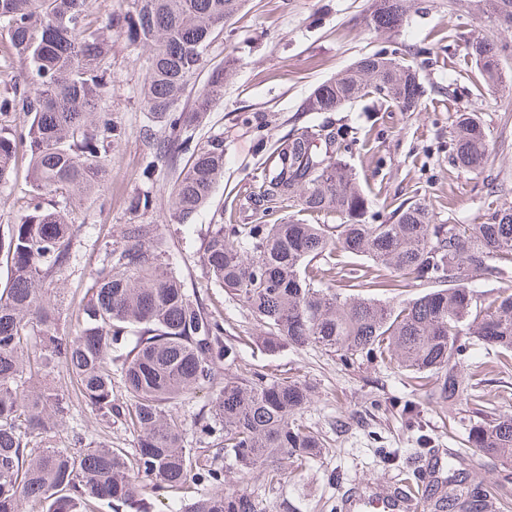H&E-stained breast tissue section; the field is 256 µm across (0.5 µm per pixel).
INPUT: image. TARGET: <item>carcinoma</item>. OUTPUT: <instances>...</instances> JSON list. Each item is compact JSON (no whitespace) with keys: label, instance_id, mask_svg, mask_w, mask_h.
I'll return each mask as SVG.
<instances>
[{"label":"carcinoma","instance_id":"cac0c4a2","mask_svg":"<svg viewBox=\"0 0 512 512\" xmlns=\"http://www.w3.org/2000/svg\"><path fill=\"white\" fill-rule=\"evenodd\" d=\"M489 10L512 25V0H486ZM241 0H132L123 17L129 39L150 48L141 95L147 111L170 135L145 133L150 152L143 175L176 168L171 221L187 224L224 178V145L201 147L194 123L224 88L212 72L192 113L177 111L189 79L204 65L216 32ZM88 0H0V30L24 65V84L1 81L0 111L22 114L21 125L0 128V182L8 180L19 150L30 156L29 210L10 225L0 251L10 279L0 289V512H95L97 501L113 512H143L144 494L177 488L188 480L207 492L176 512H266L242 489L224 488L219 469L186 447L184 424L166 405L204 387L215 389L212 411L200 432L217 437L216 455L243 474L262 467L271 484L282 479L277 463L304 460L323 448L301 415L311 391L295 380L264 374L234 383L217 381L216 366L236 361L224 343V322L191 297L165 259L164 240L148 224H127L123 241L105 245L106 257L90 277L89 301L73 333L60 332L46 282L61 276L74 258L73 207L104 180L107 157L121 132L111 113L99 111L110 74L109 48L85 24ZM404 0H375L368 24L399 26ZM470 54L487 80L501 79L493 44L477 39ZM417 67L395 57L359 59L341 77L319 85L306 109L334 112L366 95L389 99L403 112L420 105ZM342 129L325 121L293 130L262 170L253 212L287 203L310 215H334L335 224L288 219L278 224L219 225L203 260L211 279L238 298L264 326L259 340L270 351L281 344L310 343L344 362L359 359L395 365L413 379L437 377L434 396L451 404L468 391L456 359L474 341L512 359V289L478 301L467 283L471 268L502 274L512 269V207L489 208L482 224H436L419 199L404 200L388 224H369V200L360 193L336 144ZM454 163L483 164L489 135L474 112L458 116ZM65 200L63 208L55 198ZM372 261L354 276L355 289L339 292L328 282L336 254ZM419 282L429 292L399 305L367 295ZM136 344L122 350V339ZM65 368L76 395L107 422L122 419L136 433V447L105 442L59 448L45 439L70 412L71 398L42 380ZM117 372L131 403L113 395ZM467 443L486 457L512 460V417L483 418ZM487 494L456 482L432 491L431 512L460 508L484 512Z\"/></svg>","mask_w":512,"mask_h":512}]
</instances>
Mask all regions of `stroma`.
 I'll list each match as a JSON object with an SVG mask.
<instances>
[{
  "instance_id": "obj_1",
  "label": "stroma",
  "mask_w": 512,
  "mask_h": 512,
  "mask_svg": "<svg viewBox=\"0 0 512 512\" xmlns=\"http://www.w3.org/2000/svg\"><path fill=\"white\" fill-rule=\"evenodd\" d=\"M130 3L90 0L85 18L112 46L110 83L100 107L111 113L122 137L100 188L72 216L79 228L77 257L54 283L63 327L74 326L87 301L86 284L104 260L105 242L121 241L125 225H154L171 268L223 320L224 341L239 353L235 364L217 366L218 380L260 372L312 390L302 419L323 440L320 454L285 461V474L273 486L261 471L243 476L217 459L225 487L246 490L267 512H337L352 484L386 489L428 447L457 449L469 485L512 491V463L491 461L467 443L471 425L483 416L512 415V365L493 363L480 346H467L457 370L468 378L469 394L445 408L429 400L431 385L414 387L398 371L371 361L347 364L314 344H285L272 352L258 340L259 319L214 283L203 263L218 225L239 223V206L256 191L273 150L295 128L327 119L346 132L341 157L370 202V223H388L396 204L407 198L425 199L438 224H480L489 204L512 206V28L488 12L485 0H410L402 25L391 30L368 25L374 0H243L178 104L192 111L212 70L226 69L224 90L196 129L199 144L223 140L224 179L191 223L176 224L169 207L174 175L165 169L149 179L142 175L144 132L154 125L140 94L149 50L106 25L109 15L127 12ZM477 38L497 48L499 84L486 80L470 54ZM374 53L419 65L424 93L417 111H401L372 95L328 114L306 110L317 86ZM462 112L478 113L490 134V153L476 169L452 160L453 129ZM143 195L153 200L146 211L133 205ZM29 197L30 159L21 151L11 176L0 183V235L27 213ZM213 396L211 389H200L170 407L187 429L188 446L201 454L212 453L213 440L200 433L195 418L210 410ZM76 432L116 448L135 445L125 421L105 423L80 402L60 424L57 446L70 445Z\"/></svg>"
}]
</instances>
